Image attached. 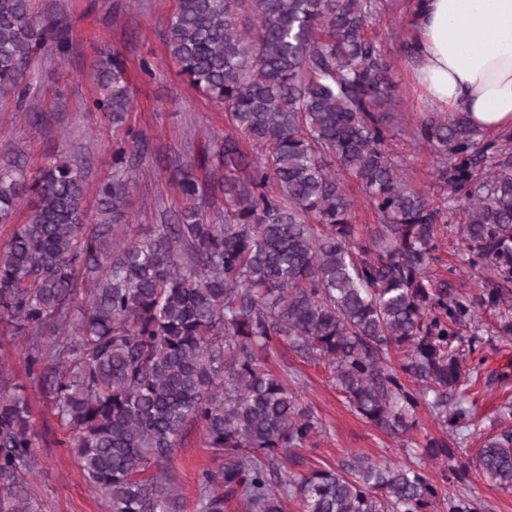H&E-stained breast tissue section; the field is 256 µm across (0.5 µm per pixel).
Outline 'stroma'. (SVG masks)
Returning <instances> with one entry per match:
<instances>
[{
    "mask_svg": "<svg viewBox=\"0 0 512 512\" xmlns=\"http://www.w3.org/2000/svg\"><path fill=\"white\" fill-rule=\"evenodd\" d=\"M40 17H61L73 26V39L66 55L41 54L30 66L24 83L29 88L24 103L0 98V152L33 170L54 162L58 155L78 160L86 179L88 210H95L98 184L112 174V144L129 134L144 136L145 152L129 172L131 193L127 222L134 233L148 232L154 225L171 224L181 207L175 187L177 166L190 157V150L205 137H223L230 125L226 112L211 105L178 76L170 62L164 39L166 21L175 0H35ZM405 23L403 4H396L377 18L374 28L397 71L403 122L396 131L392 149L409 183L442 199L446 190L435 176V158L410 137L412 127L425 111L410 79L412 61L390 33ZM122 52L131 65L134 107L128 127L113 128L108 115L91 109L96 95V62L112 51ZM147 61L149 73L138 64ZM438 259L430 274L447 281L464 297L480 292L482 283L467 262V252L457 234L440 233ZM498 314L481 310L477 323L464 329L463 357L479 365L477 383L461 397L470 418L459 432L445 429L427 410H418L410 435L393 437L357 415L337 390L328 365L300 357L279 345L271 362L274 371L297 375L298 391L322 424L320 434L296 449L288 469L303 472L309 467H335L352 454L361 453L381 463L418 470L442 492L476 503L477 512H512V492L499 488L479 472L474 461L487 436L500 430L498 416L505 403H512V338L496 333ZM479 336L469 346L470 336ZM31 405L46 440L38 450L37 470L26 481L42 512H110V503L85 478L72 447L63 443L65 431L48 410L46 401ZM446 440L454 458L420 459L415 450L426 439ZM173 473L185 497V512H197L199 481L203 471L222 466L204 444L200 426H189L172 457Z\"/></svg>",
    "mask_w": 512,
    "mask_h": 512,
    "instance_id": "obj_1",
    "label": "stroma"
}]
</instances>
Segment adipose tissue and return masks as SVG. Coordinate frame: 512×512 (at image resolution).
Wrapping results in <instances>:
<instances>
[{"mask_svg": "<svg viewBox=\"0 0 512 512\" xmlns=\"http://www.w3.org/2000/svg\"><path fill=\"white\" fill-rule=\"evenodd\" d=\"M406 17L425 106L512 130V0H407Z\"/></svg>", "mask_w": 512, "mask_h": 512, "instance_id": "ef3b65f1", "label": "adipose tissue"}]
</instances>
